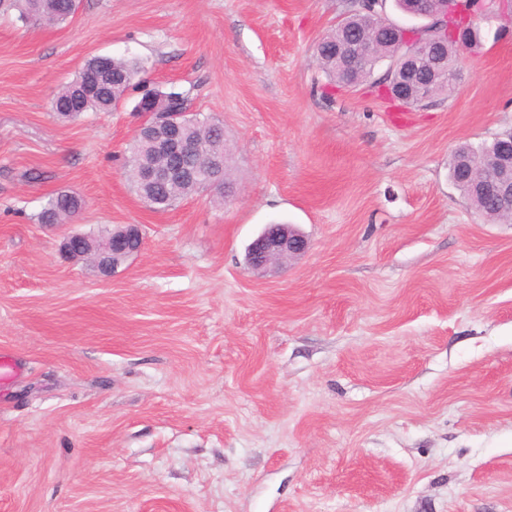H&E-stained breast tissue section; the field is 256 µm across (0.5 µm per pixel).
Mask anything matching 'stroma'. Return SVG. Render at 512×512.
Instances as JSON below:
<instances>
[{
  "label": "stroma",
  "instance_id": "1",
  "mask_svg": "<svg viewBox=\"0 0 512 512\" xmlns=\"http://www.w3.org/2000/svg\"><path fill=\"white\" fill-rule=\"evenodd\" d=\"M344 0H80L0 9V512H512V224L449 177L512 131V21L424 105L329 85ZM94 56L222 121L235 193L157 212L125 174L138 90L64 121ZM85 206L40 224L48 198ZM310 250L257 274L266 224ZM140 225L110 277L62 252ZM20 5L21 18L41 25H61L77 10V0H12Z\"/></svg>",
  "mask_w": 512,
  "mask_h": 512
}]
</instances>
